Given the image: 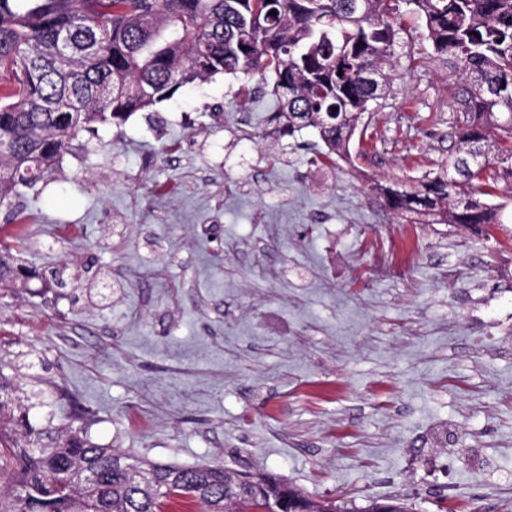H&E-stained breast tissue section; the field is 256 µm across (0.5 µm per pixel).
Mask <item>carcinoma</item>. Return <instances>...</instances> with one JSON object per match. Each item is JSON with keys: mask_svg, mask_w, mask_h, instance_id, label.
Returning a JSON list of instances; mask_svg holds the SVG:
<instances>
[{"mask_svg": "<svg viewBox=\"0 0 512 512\" xmlns=\"http://www.w3.org/2000/svg\"><path fill=\"white\" fill-rule=\"evenodd\" d=\"M0 0V207L54 173L81 133L98 134L218 74L272 77L267 123L317 131L325 157L349 158L364 115L388 92L404 12L424 19L459 112L457 161L415 185L374 184L386 210L418 224L503 223L512 185V0ZM406 11H401V7ZM21 265L0 248V281ZM19 387L0 375V512H349L274 475L210 464L159 465L68 425H28ZM361 512H416L402 499Z\"/></svg>", "mask_w": 512, "mask_h": 512, "instance_id": "cac0c4a2", "label": "carcinoma"}]
</instances>
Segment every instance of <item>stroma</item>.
Masks as SVG:
<instances>
[{
    "mask_svg": "<svg viewBox=\"0 0 512 512\" xmlns=\"http://www.w3.org/2000/svg\"><path fill=\"white\" fill-rule=\"evenodd\" d=\"M352 161L259 135L220 74L81 134L22 191L30 274L0 283V374L38 429L158 464L282 477L362 508L512 506V194L493 237L399 222L371 184L447 165L457 114L424 22ZM259 88L250 125L235 109ZM419 255L384 263L400 232Z\"/></svg>",
    "mask_w": 512,
    "mask_h": 512,
    "instance_id": "1",
    "label": "stroma"
}]
</instances>
